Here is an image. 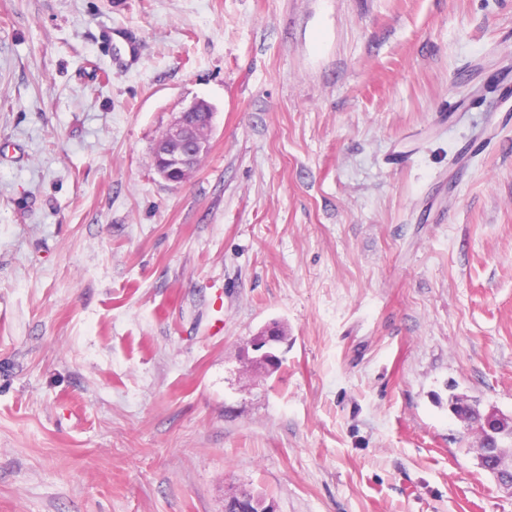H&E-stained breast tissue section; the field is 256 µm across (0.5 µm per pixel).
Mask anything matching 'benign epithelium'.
<instances>
[{
  "label": "benign epithelium",
  "instance_id": "benign-epithelium-1",
  "mask_svg": "<svg viewBox=\"0 0 512 512\" xmlns=\"http://www.w3.org/2000/svg\"><path fill=\"white\" fill-rule=\"evenodd\" d=\"M211 107L204 101L192 103L177 113L171 125L155 145L153 165L156 174L167 184L177 187L184 183L198 167V159L209 152V133L194 128L190 123L193 112H209ZM283 337L269 328L252 341L258 356L251 359L257 370L272 373L280 358L275 354V345ZM455 417L466 428H474L477 437L473 446L478 465L489 472L498 484L512 492V448H503L491 443V439L505 432V416L496 411H481L463 397L451 402Z\"/></svg>",
  "mask_w": 512,
  "mask_h": 512
}]
</instances>
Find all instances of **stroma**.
<instances>
[{"label":"stroma","mask_w":512,"mask_h":512,"mask_svg":"<svg viewBox=\"0 0 512 512\" xmlns=\"http://www.w3.org/2000/svg\"><path fill=\"white\" fill-rule=\"evenodd\" d=\"M455 396L512 416V0H0V512H512ZM192 112H212V109L204 101L192 103L177 113L155 145L154 170L173 187L180 186L190 177L198 167V159L210 149L209 132L196 129L190 123ZM283 338L274 331V327L268 328L265 333L255 337L252 341V347L254 351L260 353L251 359L252 367L266 373L274 372L281 360L274 352L275 345L281 342Z\"/></svg>","instance_id":"stroma-1"}]
</instances>
